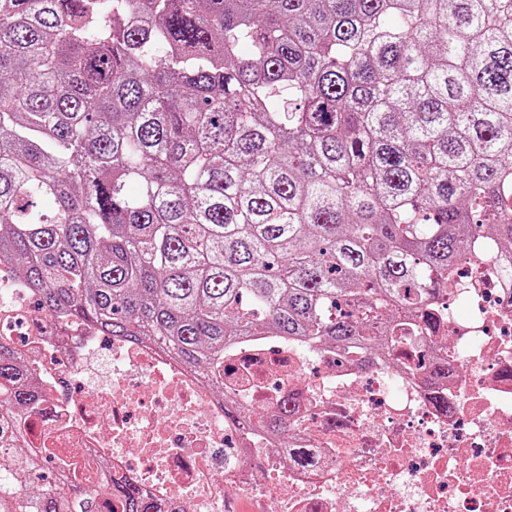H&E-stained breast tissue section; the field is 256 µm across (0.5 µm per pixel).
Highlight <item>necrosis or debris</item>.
Segmentation results:
<instances>
[{"instance_id": "1", "label": "necrosis or debris", "mask_w": 512, "mask_h": 512, "mask_svg": "<svg viewBox=\"0 0 512 512\" xmlns=\"http://www.w3.org/2000/svg\"><path fill=\"white\" fill-rule=\"evenodd\" d=\"M462 271L439 326L392 354L277 336L225 349V395L267 413L291 404L307 466L254 421L227 422L155 346L63 328L30 304L0 315V335L26 337L47 392L37 415L55 448L78 449L84 490L133 483L160 512H512V261L489 243Z\"/></svg>"}]
</instances>
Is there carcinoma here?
I'll list each match as a JSON object with an SVG mask.
<instances>
[{
    "label": "carcinoma",
    "mask_w": 512,
    "mask_h": 512,
    "mask_svg": "<svg viewBox=\"0 0 512 512\" xmlns=\"http://www.w3.org/2000/svg\"><path fill=\"white\" fill-rule=\"evenodd\" d=\"M487 235L512 0H0V257L48 315L221 389L254 336L392 350ZM45 397L0 337V512H158L31 447Z\"/></svg>",
    "instance_id": "1"
}]
</instances>
